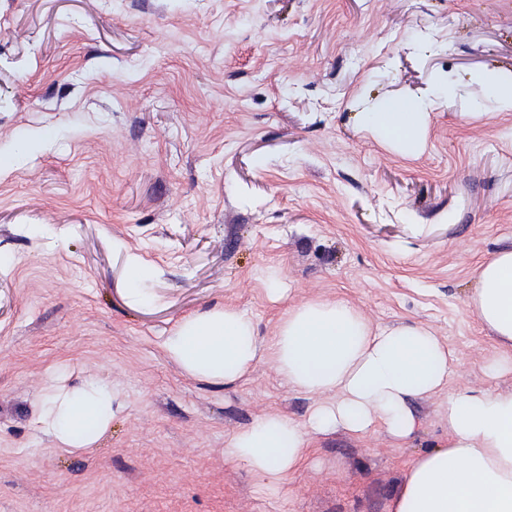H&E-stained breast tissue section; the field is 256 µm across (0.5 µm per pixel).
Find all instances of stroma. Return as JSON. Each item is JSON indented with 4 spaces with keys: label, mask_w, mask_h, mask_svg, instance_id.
<instances>
[{
    "label": "stroma",
    "mask_w": 512,
    "mask_h": 512,
    "mask_svg": "<svg viewBox=\"0 0 512 512\" xmlns=\"http://www.w3.org/2000/svg\"><path fill=\"white\" fill-rule=\"evenodd\" d=\"M485 71L512 74V0H0V512H390L449 395L512 393L468 306L512 250V112ZM383 100L419 103V152L367 122ZM336 299L428 327L455 365L409 438L313 436L266 493L224 444L266 415L305 425L323 397L267 347L288 308ZM224 307L262 350L225 386L162 347ZM90 378L112 423L70 453L37 411Z\"/></svg>",
    "instance_id": "stroma-1"
}]
</instances>
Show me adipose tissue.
I'll use <instances>...</instances> for the list:
<instances>
[{"label": "adipose tissue", "instance_id": "adipose-tissue-1", "mask_svg": "<svg viewBox=\"0 0 512 512\" xmlns=\"http://www.w3.org/2000/svg\"><path fill=\"white\" fill-rule=\"evenodd\" d=\"M370 119L383 141L418 150L420 113L385 102ZM470 305L500 344L512 345V251L479 265ZM163 346L187 374L213 383L240 380L259 357L250 316L230 307L181 318ZM269 355L288 386L337 395L318 404L305 426L268 416L227 441L226 455L260 476L270 493L305 460L311 436L339 426L363 434L380 425L410 437L411 400L442 389L453 366L427 327L374 328L343 300L289 309ZM112 400V389L95 382L58 389L39 422L61 449L86 451L106 432ZM391 512H512V394L449 395L447 441L410 462Z\"/></svg>", "mask_w": 512, "mask_h": 512}]
</instances>
